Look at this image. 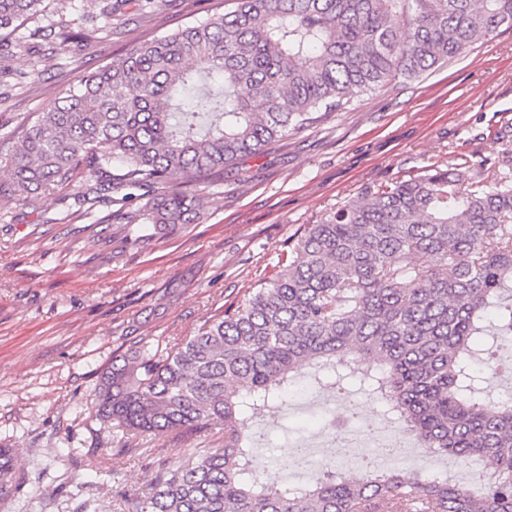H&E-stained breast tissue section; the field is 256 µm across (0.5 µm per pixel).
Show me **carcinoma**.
<instances>
[{
  "instance_id": "obj_1",
  "label": "carcinoma",
  "mask_w": 512,
  "mask_h": 512,
  "mask_svg": "<svg viewBox=\"0 0 512 512\" xmlns=\"http://www.w3.org/2000/svg\"><path fill=\"white\" fill-rule=\"evenodd\" d=\"M42 0H0V35ZM89 73L12 136L4 201L50 196L87 170L94 224L175 230L208 200L194 186L396 78L413 80L512 27V0H234ZM72 34L41 56L49 63ZM147 193L130 207L134 191ZM512 342V173L436 160L369 188L289 245L279 271L158 354L102 374L95 417L163 435L224 425V447L157 469L126 512H512V405L479 339ZM364 364L367 371H356ZM344 367L434 452L490 458L474 495L441 476L329 464L285 487L245 433L294 387Z\"/></svg>"
}]
</instances>
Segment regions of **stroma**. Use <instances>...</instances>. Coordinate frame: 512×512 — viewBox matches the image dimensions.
<instances>
[{
  "label": "stroma",
  "instance_id": "obj_1",
  "mask_svg": "<svg viewBox=\"0 0 512 512\" xmlns=\"http://www.w3.org/2000/svg\"><path fill=\"white\" fill-rule=\"evenodd\" d=\"M44 0L40 13L0 40V157L9 137L45 111L66 88L140 40L201 21L229 0ZM60 25L77 32L110 30L100 53L68 43L49 68L36 60L41 34ZM467 156L496 169L512 156V27L414 80L396 79L355 98L349 108L288 135L260 155L225 169L222 181L198 185L210 205L197 224L157 232L152 240L101 227L82 215L76 189L26 205L0 207V444L21 448L27 512H124L157 468L186 454L223 446L224 428L126 437L95 417L94 390L114 356L143 346L165 350L195 335L243 288L271 276L304 225L320 222L361 190L427 165L436 154ZM339 393L307 390L280 413L255 419L250 433L266 435L257 450L277 458L286 485L309 473L286 455L308 449L316 461L335 456L345 472L382 447L338 452L341 434L326 427L342 413ZM361 415L397 443L388 467L449 478L472 493L494 470L489 460L460 461L400 435L380 407L363 400Z\"/></svg>",
  "mask_w": 512,
  "mask_h": 512
}]
</instances>
